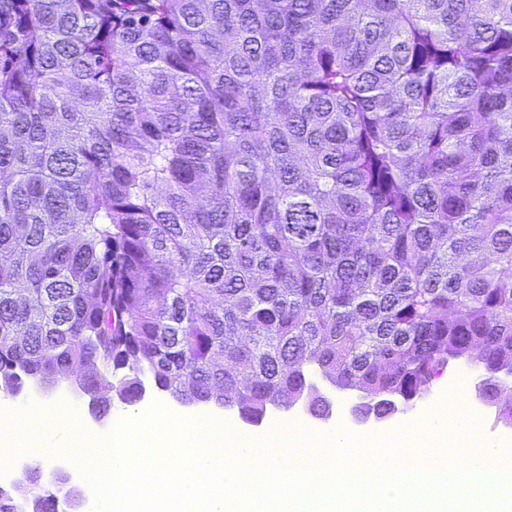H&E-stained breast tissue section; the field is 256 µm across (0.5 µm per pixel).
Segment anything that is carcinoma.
I'll list each match as a JSON object with an SVG mask.
<instances>
[{
    "label": "carcinoma",
    "instance_id": "1",
    "mask_svg": "<svg viewBox=\"0 0 512 512\" xmlns=\"http://www.w3.org/2000/svg\"><path fill=\"white\" fill-rule=\"evenodd\" d=\"M461 360L512 371V0H0V390L387 416Z\"/></svg>",
    "mask_w": 512,
    "mask_h": 512
}]
</instances>
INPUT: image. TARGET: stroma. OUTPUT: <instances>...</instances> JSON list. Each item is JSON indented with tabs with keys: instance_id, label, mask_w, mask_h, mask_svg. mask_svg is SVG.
Here are the masks:
<instances>
[{
	"instance_id": "stroma-1",
	"label": "stroma",
	"mask_w": 512,
	"mask_h": 512,
	"mask_svg": "<svg viewBox=\"0 0 512 512\" xmlns=\"http://www.w3.org/2000/svg\"><path fill=\"white\" fill-rule=\"evenodd\" d=\"M479 382L480 371L478 368L464 361L455 363L437 380L428 397L420 400L413 408L397 413L383 422L373 420L364 423L356 422L351 415V409L355 404L360 403V392L340 390L322 379L318 380L317 385L323 395L331 401L333 411L332 418L327 420L312 416L300 403L288 407L274 406L269 408L263 422L257 425L242 421L237 409L233 407L214 409L213 414L223 418L226 422L240 426L242 430L255 434L262 433L271 426L284 425L290 427L296 423L310 432L319 434H325L338 428L358 435L371 432L387 434L397 431L406 424L419 421L433 402L453 394L456 389L463 386L468 391L470 408L481 411L485 417V425L480 431L482 439L499 445L512 441V428L502 425L497 420V414L500 410L499 404L487 402L480 397ZM48 399L64 401L70 407L77 409L83 425L100 433L111 428L113 417L127 411L126 405L117 403L113 405L109 418L100 422L95 421L89 413L87 398L80 393L73 378L70 377L59 380L53 389L47 391L39 388L36 383H27L23 392L14 397L13 402L17 410L22 411Z\"/></svg>"
}]
</instances>
